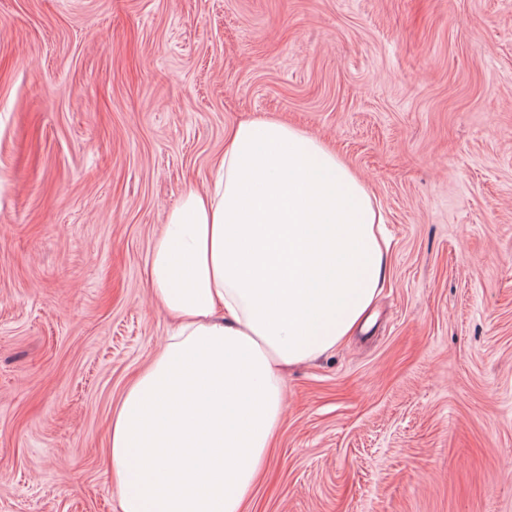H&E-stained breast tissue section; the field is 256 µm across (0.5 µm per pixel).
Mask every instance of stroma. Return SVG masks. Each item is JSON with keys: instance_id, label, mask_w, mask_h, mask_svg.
I'll list each match as a JSON object with an SVG mask.
<instances>
[{"instance_id": "stroma-1", "label": "stroma", "mask_w": 512, "mask_h": 512, "mask_svg": "<svg viewBox=\"0 0 512 512\" xmlns=\"http://www.w3.org/2000/svg\"><path fill=\"white\" fill-rule=\"evenodd\" d=\"M261 115L366 180L390 253L366 330L285 372L244 512H512V0H0V512H120L147 256Z\"/></svg>"}]
</instances>
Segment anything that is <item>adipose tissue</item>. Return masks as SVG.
Returning a JSON list of instances; mask_svg holds the SVG:
<instances>
[{
	"instance_id": "adipose-tissue-1",
	"label": "adipose tissue",
	"mask_w": 512,
	"mask_h": 512,
	"mask_svg": "<svg viewBox=\"0 0 512 512\" xmlns=\"http://www.w3.org/2000/svg\"><path fill=\"white\" fill-rule=\"evenodd\" d=\"M216 169L147 261L175 325L111 419L121 512H242L283 421L282 369L360 331L386 280L380 206L322 140L258 116Z\"/></svg>"
}]
</instances>
